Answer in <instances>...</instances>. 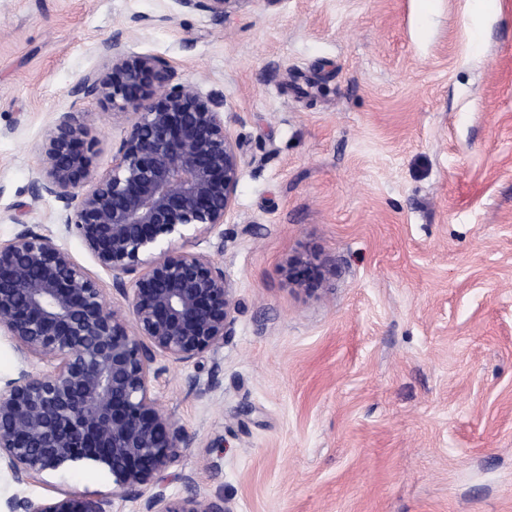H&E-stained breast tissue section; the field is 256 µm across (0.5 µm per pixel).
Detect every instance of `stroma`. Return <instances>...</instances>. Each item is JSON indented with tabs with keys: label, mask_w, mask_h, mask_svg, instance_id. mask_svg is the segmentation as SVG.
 <instances>
[{
	"label": "stroma",
	"mask_w": 512,
	"mask_h": 512,
	"mask_svg": "<svg viewBox=\"0 0 512 512\" xmlns=\"http://www.w3.org/2000/svg\"><path fill=\"white\" fill-rule=\"evenodd\" d=\"M171 6L0 0V241L21 213L126 308L27 188L73 105L111 169L129 114L71 90L155 18L128 48L221 96L245 162L217 255L234 334L156 358L152 394L193 439L174 472L235 512H512V0H241L219 25L160 22ZM293 255L327 264L313 293L285 279ZM67 490L139 509L92 466L25 488Z\"/></svg>",
	"instance_id": "obj_1"
}]
</instances>
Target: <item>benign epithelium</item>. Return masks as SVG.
<instances>
[{
	"mask_svg": "<svg viewBox=\"0 0 512 512\" xmlns=\"http://www.w3.org/2000/svg\"><path fill=\"white\" fill-rule=\"evenodd\" d=\"M171 21L196 14L224 23L242 0H172ZM102 65L71 90L105 108L131 111L112 169L92 168L96 142L87 115L59 112L39 146L28 192L58 205L56 220L112 272L128 311L108 307L97 282L48 234L14 218L0 243V333L21 357L56 362L47 376L22 372L0 386V468L24 487L47 472L92 465L112 476L113 492L140 512H234L224 496L166 493L162 473L192 437L151 394L163 374L156 354L184 364L224 346L239 303L224 267L181 250L171 236L188 227L211 233L225 223L242 177L224 99L204 96L173 63L126 47L122 30L98 46ZM308 263L284 267L308 291ZM99 494L52 498L16 494L9 512H111Z\"/></svg>",
	"mask_w": 512,
	"mask_h": 512,
	"instance_id": "1",
	"label": "benign epithelium"
}]
</instances>
